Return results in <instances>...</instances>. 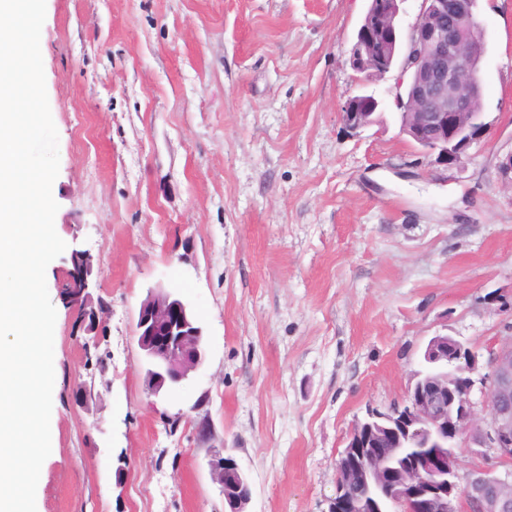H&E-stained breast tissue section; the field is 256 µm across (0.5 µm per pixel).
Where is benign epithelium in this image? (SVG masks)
Masks as SVG:
<instances>
[{
	"label": "benign epithelium",
	"mask_w": 512,
	"mask_h": 512,
	"mask_svg": "<svg viewBox=\"0 0 512 512\" xmlns=\"http://www.w3.org/2000/svg\"><path fill=\"white\" fill-rule=\"evenodd\" d=\"M380 12L368 6L352 48L350 66L363 85L391 74L394 105L405 110L402 134L434 157L433 163H459L487 128L482 114L469 111L479 91L474 75L486 54L485 29L471 0H420L416 21L399 24L404 0H382ZM378 101L371 95L347 99L341 113L351 132L377 123ZM67 302L78 308L85 330L96 332L100 307L94 305L92 255L72 249ZM137 344L150 362L154 393L182 382L204 360L203 333L182 298L160 288L141 303L135 324ZM405 402L386 411L373 407L352 425L336 462V489L328 512H368L374 504L353 493L364 483L380 491L387 510L376 512H512V342L492 352L490 374L481 378L489 413L476 418L471 399L475 353L451 336L432 337ZM419 442L426 451L401 466L391 465L399 449ZM477 455L491 448L504 475L481 466L458 480L455 449ZM222 487L225 512H247L250 481L230 449L212 462Z\"/></svg>",
	"instance_id": "1"
}]
</instances>
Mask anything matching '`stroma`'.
Listing matches in <instances>:
<instances>
[{
    "label": "stroma",
    "instance_id": "stroma-1",
    "mask_svg": "<svg viewBox=\"0 0 512 512\" xmlns=\"http://www.w3.org/2000/svg\"><path fill=\"white\" fill-rule=\"evenodd\" d=\"M367 0H46L40 50L58 131L55 229L101 274L91 341L57 312L51 453L37 512H224L231 449L248 512H328L367 408L402 402L431 337L477 355L512 335V0H477L485 136L433 164L381 121L349 132ZM180 294L206 357L151 394L134 326ZM129 475L116 484L118 458ZM212 468L224 494V511L247 512L246 506L252 498L251 484L230 449H224V455L216 456Z\"/></svg>",
    "mask_w": 512,
    "mask_h": 512
}]
</instances>
